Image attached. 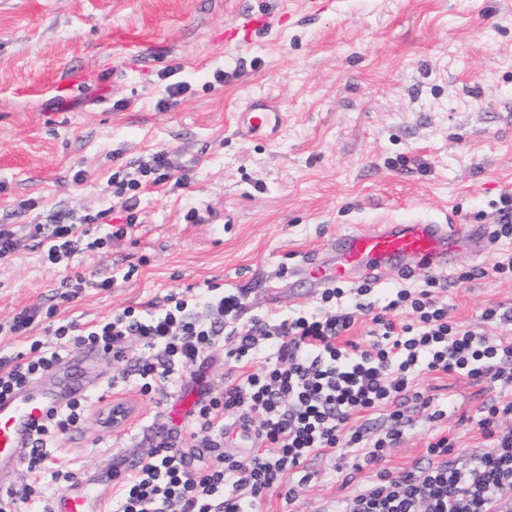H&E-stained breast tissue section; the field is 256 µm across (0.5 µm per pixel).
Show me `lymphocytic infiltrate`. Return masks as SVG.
<instances>
[{
  "label": "lymphocytic infiltrate",
  "mask_w": 512,
  "mask_h": 512,
  "mask_svg": "<svg viewBox=\"0 0 512 512\" xmlns=\"http://www.w3.org/2000/svg\"><path fill=\"white\" fill-rule=\"evenodd\" d=\"M149 175L169 180L167 152L151 154L138 177L116 182L122 222L111 223L105 210L85 215L79 225H35L45 242V262L67 263L131 237L137 226L134 195ZM89 224L103 225V234L87 239ZM440 285L432 277L421 288H396L377 306L367 300L374 283L366 279L353 290L355 302L346 301L344 288H327L316 311L268 319L245 318L241 289L212 288L190 300L171 293L139 311L128 307L98 322L63 323L53 340L35 339L28 353L1 356L0 397L48 373L71 347L110 357L115 382L143 395L166 393L187 367L220 350L225 360H247L256 370L225 379L221 393L201 398L194 427L175 442L157 444L117 483L112 512H255L275 487H286V500H294L288 482L310 480L305 462L343 449L355 456L341 483L355 490L337 502L336 512H496L512 507V427L505 424L512 417V338H491L453 321L433 295ZM359 311L372 315L373 341L364 349L339 345ZM402 312L408 321L399 320ZM132 338L145 355L129 354ZM424 373L500 385L475 422L487 447L464 465L452 456L453 439L441 432L427 445L426 465L396 474L381 462L402 442L410 412L426 411L433 422L446 415L416 388ZM87 404L84 398L70 400L39 426L24 456L26 479L0 498V512H16L21 504L47 512L46 480L68 482L76 474L57 444L78 427ZM377 411L388 421L381 435L351 427L355 415ZM230 420L256 430V446L247 454L225 450Z\"/></svg>",
  "instance_id": "lymphocytic-infiltrate-1"
}]
</instances>
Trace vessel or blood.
<instances>
[{
	"mask_svg": "<svg viewBox=\"0 0 512 512\" xmlns=\"http://www.w3.org/2000/svg\"><path fill=\"white\" fill-rule=\"evenodd\" d=\"M282 114L263 101L247 103L237 115L245 133L277 132ZM486 228L481 224L461 230L454 223L418 218L407 224H380L373 230L348 231L336 237L332 262H311L303 273L314 288L348 281L352 275L381 281L417 267L450 264L463 243L484 246ZM82 361L66 360L50 376L0 398V469L16 468L23 460L38 426L57 413L65 401L88 394L90 384L77 381ZM109 499L101 482L86 474L49 500V512H104Z\"/></svg>",
	"mask_w": 512,
	"mask_h": 512,
	"instance_id": "1",
	"label": "vessel or blood"
}]
</instances>
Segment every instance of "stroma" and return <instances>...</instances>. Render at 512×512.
<instances>
[{
    "mask_svg": "<svg viewBox=\"0 0 512 512\" xmlns=\"http://www.w3.org/2000/svg\"><path fill=\"white\" fill-rule=\"evenodd\" d=\"M259 11L270 23L251 42L225 40ZM76 72L85 81L59 96L57 84ZM173 81L186 90L160 107ZM262 98L284 114L278 134L239 133L235 112ZM159 150L187 184L148 187L132 238L56 268L31 238L0 265V322L34 305L54 311L30 336L0 338V352H28L62 321L172 292L243 288L247 315L310 311L320 295L300 267L309 256L330 260L337 234L415 217L494 224L495 202L512 193V0H0V224L29 231L56 213L117 207L113 177H138ZM510 250L506 240L464 250L451 268H419L376 290L437 277L455 320L506 335L512 328L481 315L512 310V280L462 274ZM75 275L90 285L64 300L61 283ZM102 276L113 277L111 290L93 288ZM115 372L108 357L92 358V392L131 402L138 427L102 428L89 406L60 447L89 474L157 443L165 396L111 387ZM418 385L448 414L433 423L412 413L385 467L424 464L428 441L446 429L457 437L454 457L473 462L484 441L466 420L497 386L434 375ZM351 462L308 460L313 477L294 502L275 489L257 512H318L347 496L334 467Z\"/></svg>",
    "mask_w": 512,
    "mask_h": 512,
    "instance_id": "35a3bbf8",
    "label": "stroma"
}]
</instances>
